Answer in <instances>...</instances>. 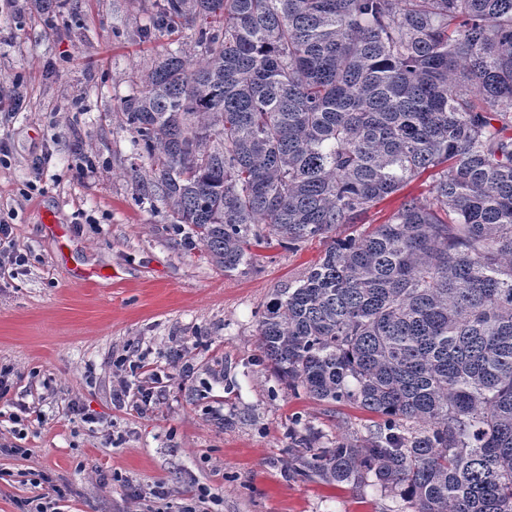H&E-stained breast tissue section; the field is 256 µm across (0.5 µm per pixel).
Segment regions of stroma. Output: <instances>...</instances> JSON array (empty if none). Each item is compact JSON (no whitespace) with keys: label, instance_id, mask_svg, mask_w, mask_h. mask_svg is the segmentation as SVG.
Masks as SVG:
<instances>
[{"label":"stroma","instance_id":"35a3bbf8","mask_svg":"<svg viewBox=\"0 0 512 512\" xmlns=\"http://www.w3.org/2000/svg\"><path fill=\"white\" fill-rule=\"evenodd\" d=\"M161 2L0 0V221L25 258L0 269V444L31 451L0 454V512L43 493L38 473L68 487L71 512H185L202 488L211 512H396L374 480L329 484L295 461L304 436L356 442L375 417L290 390L259 346L266 303L323 242L256 246L226 273L173 233L163 201L134 199L151 161L121 102L165 49L199 56L196 25L144 34ZM80 153L93 172L71 169ZM159 482L163 500L148 495Z\"/></svg>","mask_w":512,"mask_h":512}]
</instances>
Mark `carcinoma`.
Listing matches in <instances>:
<instances>
[{
  "label": "carcinoma",
  "instance_id": "cac0c4a2",
  "mask_svg": "<svg viewBox=\"0 0 512 512\" xmlns=\"http://www.w3.org/2000/svg\"><path fill=\"white\" fill-rule=\"evenodd\" d=\"M201 21L122 102L152 160L136 200L226 272L326 242L266 303L288 387L380 422L316 448L412 512H512V0H164ZM429 174L370 231L336 235Z\"/></svg>",
  "mask_w": 512,
  "mask_h": 512
}]
</instances>
